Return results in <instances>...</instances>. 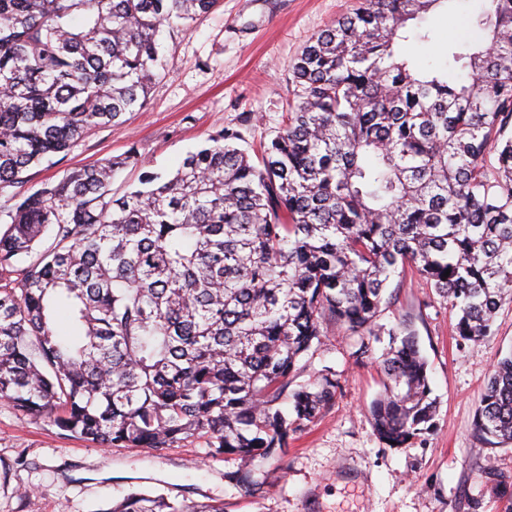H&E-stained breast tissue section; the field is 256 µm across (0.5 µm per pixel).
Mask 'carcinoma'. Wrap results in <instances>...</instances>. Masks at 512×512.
I'll list each match as a JSON object with an SVG mask.
<instances>
[{
  "label": "carcinoma",
  "instance_id": "1",
  "mask_svg": "<svg viewBox=\"0 0 512 512\" xmlns=\"http://www.w3.org/2000/svg\"><path fill=\"white\" fill-rule=\"evenodd\" d=\"M217 0H0V401L66 438L161 455L195 436L248 464L333 401L331 369L294 384L333 323L359 361L389 336L369 414L405 448L435 412L407 326L385 329L410 266L479 347L512 298V0H486L452 47L466 73L395 51L446 0H361L292 66L287 123L257 160L220 129L172 175L112 193L119 161L29 191V171L145 108L160 36ZM449 276H444L445 271ZM476 440L512 445V353L490 376ZM96 512H224L131 491Z\"/></svg>",
  "mask_w": 512,
  "mask_h": 512
}]
</instances>
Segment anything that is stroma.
I'll list each match as a JSON object with an SVG mask.
<instances>
[{
  "label": "stroma",
  "instance_id": "35a3bbf8",
  "mask_svg": "<svg viewBox=\"0 0 512 512\" xmlns=\"http://www.w3.org/2000/svg\"><path fill=\"white\" fill-rule=\"evenodd\" d=\"M359 0H219L191 29L167 41L164 68L147 107L124 125L96 127L54 166L30 172L31 187L68 170L102 163L136 148L140 167L120 171L116 192L140 171L169 172L223 128L241 132L256 151L283 128L294 94L290 72L311 37L351 12ZM485 0H450L416 25L431 35L408 38L401 52L425 69L446 65L448 43L468 36ZM386 327L408 323L428 363L436 411L428 429L405 448L376 436L368 414L381 391L377 364L356 362L355 341L329 326L320 350L300 363L297 382L331 369L333 402L291 436L282 453L257 463L255 492L226 477L234 463L204 458L194 438L163 454L145 448H101L63 438L0 401V512H97L132 490L163 492L223 505L224 512H512V447H479L474 420L495 362L512 352V300L500 307L479 348L456 336L446 300L413 269L396 280ZM494 468L503 487L485 471ZM36 492L33 510L20 499Z\"/></svg>",
  "mask_w": 512,
  "mask_h": 512
}]
</instances>
